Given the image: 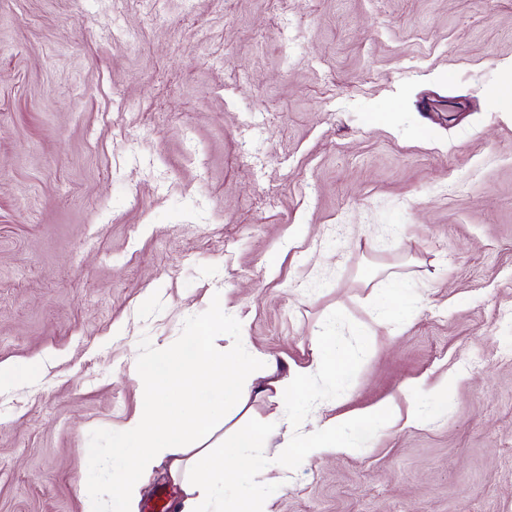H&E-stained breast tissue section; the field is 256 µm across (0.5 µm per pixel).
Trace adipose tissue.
Here are the masks:
<instances>
[{"instance_id": "adipose-tissue-1", "label": "adipose tissue", "mask_w": 512, "mask_h": 512, "mask_svg": "<svg viewBox=\"0 0 512 512\" xmlns=\"http://www.w3.org/2000/svg\"><path fill=\"white\" fill-rule=\"evenodd\" d=\"M211 330V325H202L185 347L160 351L151 364L135 369L142 380L148 412L132 417L117 443L124 460L117 483L122 512L141 499L144 477L165 460L184 493L181 512H215L229 488L237 494L240 512H255L258 497L284 487L287 461L355 454L362 446L363 433L390 428L401 417L399 403L391 397L358 414L314 426L299 440L291 435L292 419L286 418L236 438L233 466H225L223 458L212 456L207 477H192L183 436L206 435L227 409L243 407L254 380L268 379L276 397L281 398L304 392L313 372L343 376L352 368L351 359L330 332L314 339L308 365H289L283 376L271 358L259 367L250 356L216 358Z\"/></svg>"}]
</instances>
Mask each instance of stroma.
<instances>
[{"instance_id": "35a3bbf8", "label": "stroma", "mask_w": 512, "mask_h": 512, "mask_svg": "<svg viewBox=\"0 0 512 512\" xmlns=\"http://www.w3.org/2000/svg\"><path fill=\"white\" fill-rule=\"evenodd\" d=\"M509 62L512 0H0V512H115L133 369L218 301L216 354L355 361L217 423L225 462L285 415L425 409L265 512H512Z\"/></svg>"}]
</instances>
